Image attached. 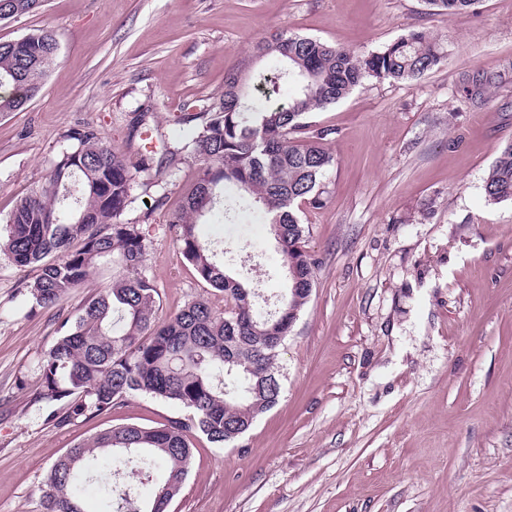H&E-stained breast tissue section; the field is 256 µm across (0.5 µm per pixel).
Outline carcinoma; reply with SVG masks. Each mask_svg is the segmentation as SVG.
Listing matches in <instances>:
<instances>
[{
  "label": "carcinoma",
  "mask_w": 512,
  "mask_h": 512,
  "mask_svg": "<svg viewBox=\"0 0 512 512\" xmlns=\"http://www.w3.org/2000/svg\"><path fill=\"white\" fill-rule=\"evenodd\" d=\"M35 3L0 0V7L25 15L36 11ZM425 3L455 15L474 11L477 0ZM55 45L47 30L28 35L25 56L0 42V89L9 88L0 92L1 113L19 111L37 95L56 59ZM267 57L278 61L273 88L289 89L281 103L247 85ZM444 57L438 38L413 30L366 56L310 37L275 35L255 41L238 60L224 77L220 106L183 146L201 168L168 219L183 257L231 304L220 314L199 298L159 319L158 289L146 274L149 241L140 225L118 221L132 203L134 172L158 173L163 160L149 153L131 164L94 130L74 133L77 144L42 184L17 199L0 225V256L39 268L24 283L34 309H53L87 287L99 262L117 265L111 283L89 293L63 321L41 361L42 399L57 405L49 417L59 423L95 418L137 394L173 402L186 415L159 427L104 429L75 443L49 468L41 512H85L81 484L89 482L102 487L112 512H166L188 476L194 433L222 448L278 403L279 337L288 336L315 283L316 262L301 246L296 205L320 208L321 180L333 163L323 145L332 130L308 141L294 134L305 129L308 113L338 102L365 80H415ZM227 184L237 187L240 201L263 205L279 244L286 286L270 312L257 307L256 293L226 271L197 233L199 219L214 212ZM484 190L492 203L512 201V141L501 147ZM127 470L160 474L150 498L119 483Z\"/></svg>",
  "instance_id": "obj_1"
}]
</instances>
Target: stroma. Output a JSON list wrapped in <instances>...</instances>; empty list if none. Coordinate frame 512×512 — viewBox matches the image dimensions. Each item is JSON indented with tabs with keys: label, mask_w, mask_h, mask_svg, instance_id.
Returning a JSON list of instances; mask_svg holds the SVG:
<instances>
[{
	"label": "stroma",
	"mask_w": 512,
	"mask_h": 512,
	"mask_svg": "<svg viewBox=\"0 0 512 512\" xmlns=\"http://www.w3.org/2000/svg\"><path fill=\"white\" fill-rule=\"evenodd\" d=\"M423 28L446 56L414 81L368 80L308 117L330 130L323 205L300 204L312 296L279 350L282 396L238 441L191 438L186 485L169 512H512V202L485 178L512 141V0L477 14L424 0H44L0 21V42L46 29L57 58L24 109L0 114V224L74 142L94 129L136 162L122 222L150 246L159 317L208 296L168 222L200 163L182 145L187 104L217 103L254 41L304 35L366 55ZM199 233L261 300L285 285L262 209L203 218ZM36 274L0 260V512H39L54 458L127 424L156 427L178 406L138 395L111 413L50 421L39 363L75 294L32 309Z\"/></svg>",
	"instance_id": "obj_1"
}]
</instances>
